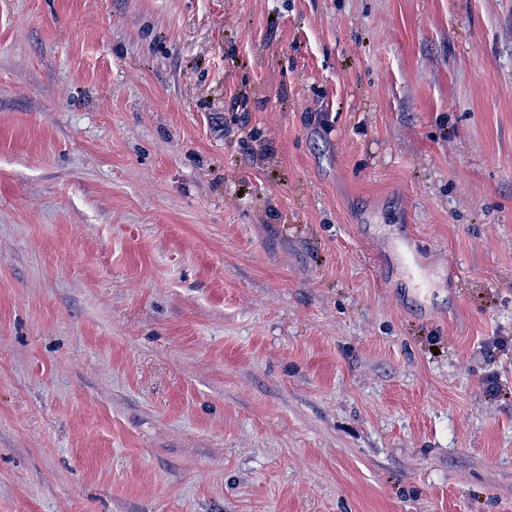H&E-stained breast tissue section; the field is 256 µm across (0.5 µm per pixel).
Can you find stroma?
<instances>
[{
	"label": "stroma",
	"mask_w": 512,
	"mask_h": 512,
	"mask_svg": "<svg viewBox=\"0 0 512 512\" xmlns=\"http://www.w3.org/2000/svg\"><path fill=\"white\" fill-rule=\"evenodd\" d=\"M0 512H512V0H0Z\"/></svg>",
	"instance_id": "1"
}]
</instances>
